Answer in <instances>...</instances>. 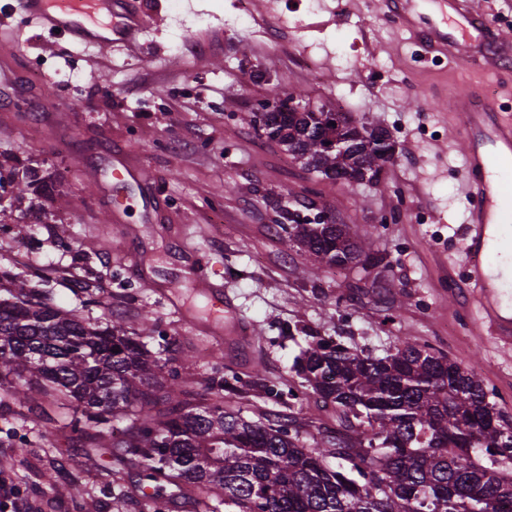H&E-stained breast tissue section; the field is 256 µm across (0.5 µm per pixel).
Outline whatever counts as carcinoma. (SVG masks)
<instances>
[{"instance_id": "cac0c4a2", "label": "carcinoma", "mask_w": 512, "mask_h": 512, "mask_svg": "<svg viewBox=\"0 0 512 512\" xmlns=\"http://www.w3.org/2000/svg\"><path fill=\"white\" fill-rule=\"evenodd\" d=\"M255 123L288 157L331 181H378L393 158L387 131L350 113L311 109L290 92ZM336 141L354 147L341 153ZM278 213L287 243L315 265L375 260L346 224ZM0 386L37 418L49 397L68 403L69 427L86 448H110L118 469L139 470L151 512L176 497L192 512H512V423L483 382L426 343L399 341L384 357L339 343L308 344L298 372L336 407L347 433L310 448L296 433L167 384L141 337L47 303L27 281L0 273ZM336 456L331 469L325 462ZM489 463H482V456ZM200 488L224 493L209 504Z\"/></svg>"}]
</instances>
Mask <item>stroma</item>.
<instances>
[{
    "label": "stroma",
    "instance_id": "stroma-1",
    "mask_svg": "<svg viewBox=\"0 0 512 512\" xmlns=\"http://www.w3.org/2000/svg\"><path fill=\"white\" fill-rule=\"evenodd\" d=\"M144 3L157 22L134 53L49 48L34 26L16 34L15 79L0 83V269L93 321L134 332L151 313L143 340L195 403L230 381L225 406L308 445L338 425L295 369L313 336L380 357L406 337L430 343L475 369L512 419V340L490 332L462 286L460 117L448 109L472 87L512 112V72L423 60L379 0ZM290 89L389 130L397 153L380 184L317 176L259 136L258 105ZM116 161L135 171L118 193ZM26 174L52 192L17 195ZM281 208L327 209L372 240L378 264L310 273L273 222ZM194 264L229 290L232 312L208 314ZM48 412L0 417V473L12 482L0 512H85L91 501L146 512L131 480L110 490L109 451L82 447L62 410Z\"/></svg>",
    "mask_w": 512,
    "mask_h": 512
}]
</instances>
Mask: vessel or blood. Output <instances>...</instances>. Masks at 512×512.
<instances>
[{
	"label": "vessel or blood",
	"instance_id": "vessel-or-blood-1",
	"mask_svg": "<svg viewBox=\"0 0 512 512\" xmlns=\"http://www.w3.org/2000/svg\"><path fill=\"white\" fill-rule=\"evenodd\" d=\"M388 15L411 29L424 57L470 63L489 61L512 35L492 29L472 0H384ZM0 16L35 23L48 34L106 52L132 51L152 22L138 0H7ZM462 118L463 161L469 208L464 221L465 281L476 294L490 328L512 334V269L503 265L512 234V117L505 119L493 97L477 91L456 96Z\"/></svg>",
	"mask_w": 512,
	"mask_h": 512
}]
</instances>
